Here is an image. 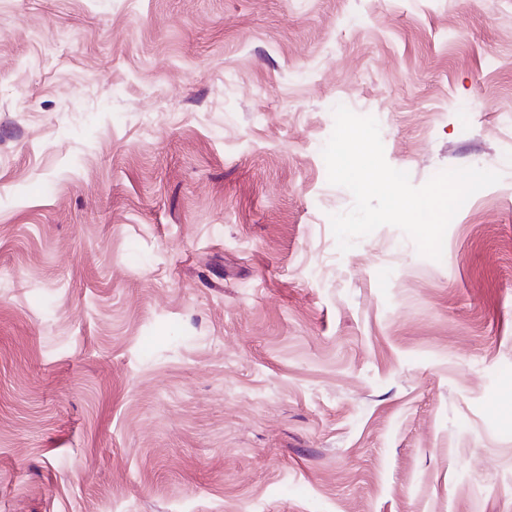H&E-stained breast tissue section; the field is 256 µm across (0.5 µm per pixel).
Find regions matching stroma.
Segmentation results:
<instances>
[{
	"label": "stroma",
	"instance_id": "1",
	"mask_svg": "<svg viewBox=\"0 0 512 512\" xmlns=\"http://www.w3.org/2000/svg\"><path fill=\"white\" fill-rule=\"evenodd\" d=\"M0 512H512V0H0Z\"/></svg>",
	"mask_w": 512,
	"mask_h": 512
}]
</instances>
